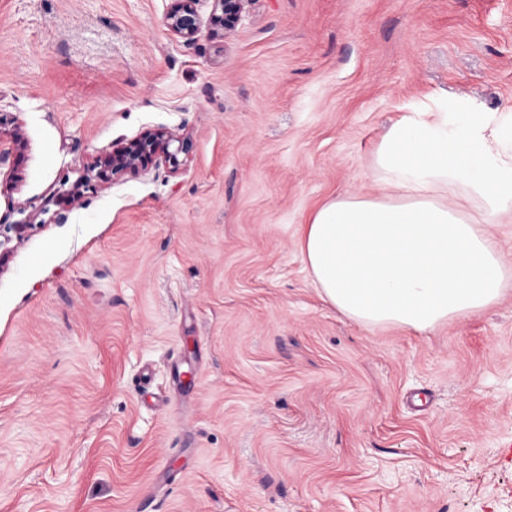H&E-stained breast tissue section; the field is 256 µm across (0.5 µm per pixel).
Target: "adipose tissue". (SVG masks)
<instances>
[{"mask_svg":"<svg viewBox=\"0 0 512 512\" xmlns=\"http://www.w3.org/2000/svg\"><path fill=\"white\" fill-rule=\"evenodd\" d=\"M378 199L322 204L299 249L322 298L370 327L425 331L476 314L512 286L486 225L512 218V126L491 112L409 113L379 145ZM484 204L464 217L458 187Z\"/></svg>","mask_w":512,"mask_h":512,"instance_id":"1","label":"adipose tissue"}]
</instances>
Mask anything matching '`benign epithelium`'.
Masks as SVG:
<instances>
[{"label":"benign epithelium","instance_id":"7a95c632","mask_svg":"<svg viewBox=\"0 0 512 512\" xmlns=\"http://www.w3.org/2000/svg\"><path fill=\"white\" fill-rule=\"evenodd\" d=\"M203 0H171L165 16L167 28L182 38L192 42L202 24L199 5ZM213 9L210 21L224 29L233 31L240 20L247 0H211ZM193 144L189 137L175 131L159 128L144 132L140 137L119 146L100 158L95 168L96 179L108 181L112 177L134 172L149 164L163 163L172 171L182 164L180 156H188Z\"/></svg>","mask_w":512,"mask_h":512}]
</instances>
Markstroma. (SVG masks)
Segmentation results:
<instances>
[{"instance_id":"35a3bbf8","label":"stroma","mask_w":512,"mask_h":512,"mask_svg":"<svg viewBox=\"0 0 512 512\" xmlns=\"http://www.w3.org/2000/svg\"><path fill=\"white\" fill-rule=\"evenodd\" d=\"M0 0V512H512V292L426 332L325 302L298 228L425 105L512 113V0ZM178 172L97 184L148 130ZM20 144H13L12 134ZM203 0H171L170 7L165 16L167 28L182 38L185 42H192L202 24L200 3ZM213 9L210 21L224 29V34L232 32L240 20L247 0H210ZM192 147L191 139L183 134L166 128L149 130L129 143L114 148L112 153L96 162L93 170L98 169L95 177L103 182L153 163H164L172 172H176L183 162L180 155L188 156Z\"/></svg>"}]
</instances>
